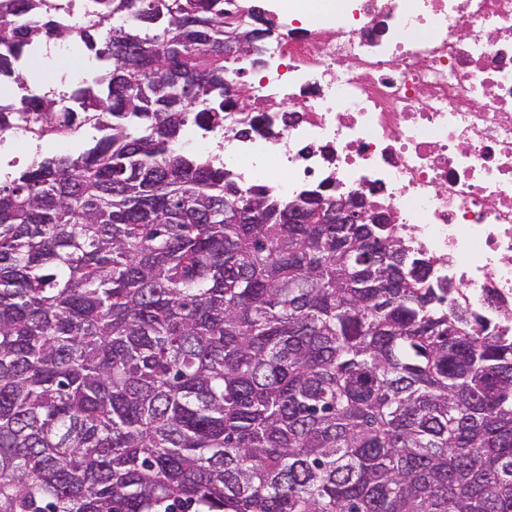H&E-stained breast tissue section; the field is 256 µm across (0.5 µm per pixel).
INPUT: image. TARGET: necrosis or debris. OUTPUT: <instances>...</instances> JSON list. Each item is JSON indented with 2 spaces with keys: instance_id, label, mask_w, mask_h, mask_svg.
<instances>
[{
  "instance_id": "4bbe7bcc",
  "label": "necrosis or debris",
  "mask_w": 512,
  "mask_h": 512,
  "mask_svg": "<svg viewBox=\"0 0 512 512\" xmlns=\"http://www.w3.org/2000/svg\"><path fill=\"white\" fill-rule=\"evenodd\" d=\"M278 34L246 135L189 129L244 186L365 193L512 335V0H266Z\"/></svg>"
}]
</instances>
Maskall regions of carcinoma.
<instances>
[{
    "mask_svg": "<svg viewBox=\"0 0 512 512\" xmlns=\"http://www.w3.org/2000/svg\"><path fill=\"white\" fill-rule=\"evenodd\" d=\"M0 0V512H512V336L389 224H320L224 127L246 0ZM54 40L94 64L43 94ZM303 210L309 224H294ZM30 133L24 125L16 126L9 129H5L0 134V146L8 145L11 152H13V161L19 160L23 157V150L21 148L24 143L29 140ZM93 135H97L94 130L81 129L78 133L72 137L64 140L42 141L41 149L43 152L46 151H61V152H76L84 143L89 141ZM51 145V146H49Z\"/></svg>",
    "mask_w": 512,
    "mask_h": 512,
    "instance_id": "cac0c4a2",
    "label": "carcinoma"
}]
</instances>
